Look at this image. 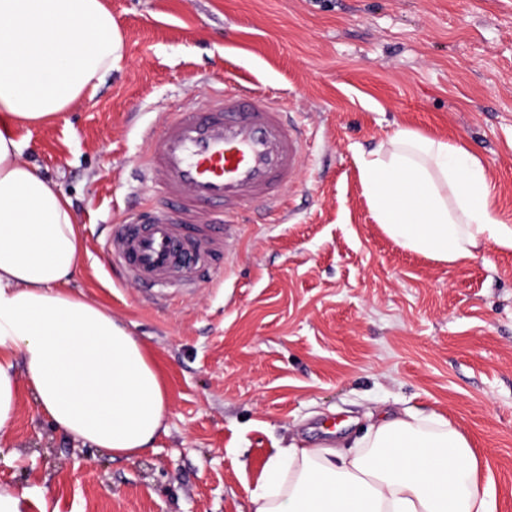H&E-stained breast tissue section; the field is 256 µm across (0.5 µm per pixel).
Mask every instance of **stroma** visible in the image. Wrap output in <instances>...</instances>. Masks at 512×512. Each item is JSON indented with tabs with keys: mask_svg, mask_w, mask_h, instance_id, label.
<instances>
[{
	"mask_svg": "<svg viewBox=\"0 0 512 512\" xmlns=\"http://www.w3.org/2000/svg\"><path fill=\"white\" fill-rule=\"evenodd\" d=\"M122 57L63 117L19 128L24 159L72 202V288L108 306L166 383L167 432L113 459L54 428L28 387L0 437V485L28 512H246L273 449L360 436L368 413L448 418L512 512V250L466 265L398 246L359 163L398 130L459 144L512 225V0H103ZM288 102L308 146L286 214L245 209L231 261L164 297L103 242L155 202L142 134L198 102L199 81Z\"/></svg>",
	"mask_w": 512,
	"mask_h": 512,
	"instance_id": "1",
	"label": "stroma"
}]
</instances>
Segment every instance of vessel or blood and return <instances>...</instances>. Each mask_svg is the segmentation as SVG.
I'll list each match as a JSON object with an SVG mask.
<instances>
[{"label": "vessel or blood", "mask_w": 512, "mask_h": 512, "mask_svg": "<svg viewBox=\"0 0 512 512\" xmlns=\"http://www.w3.org/2000/svg\"><path fill=\"white\" fill-rule=\"evenodd\" d=\"M146 135L142 177L157 200L114 225L105 243L127 278L153 288H186L230 243L227 225L253 203L278 215L305 151V132L287 106L260 88L209 91Z\"/></svg>", "instance_id": "b4317fda"}]
</instances>
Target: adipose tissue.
Returning a JSON list of instances; mask_svg holds the SVG:
<instances>
[{
    "label": "adipose tissue",
    "mask_w": 512,
    "mask_h": 512,
    "mask_svg": "<svg viewBox=\"0 0 512 512\" xmlns=\"http://www.w3.org/2000/svg\"><path fill=\"white\" fill-rule=\"evenodd\" d=\"M120 46L103 0H0V435L24 383L58 431L129 460L165 431L162 374L109 308L71 289L84 252L75 213L16 136L93 94ZM359 172L377 224L402 248L451 265L487 242L512 249V225L464 147L402 130ZM249 512H495V500L467 437L408 409L345 450L276 449Z\"/></svg>",
    "instance_id": "ef3b65f1"
}]
</instances>
